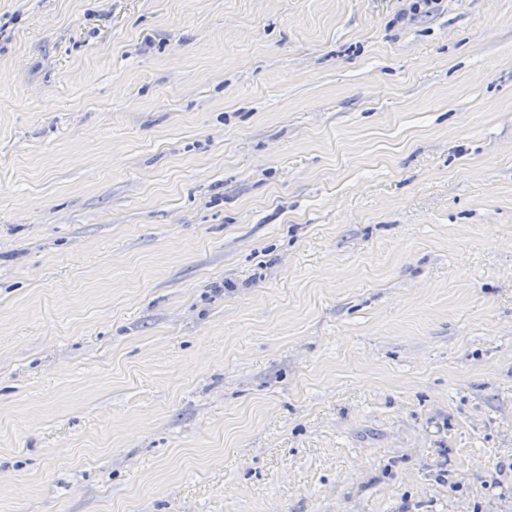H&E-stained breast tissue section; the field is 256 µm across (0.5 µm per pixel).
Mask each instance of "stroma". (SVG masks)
Here are the masks:
<instances>
[{
	"label": "stroma",
	"instance_id": "stroma-1",
	"mask_svg": "<svg viewBox=\"0 0 512 512\" xmlns=\"http://www.w3.org/2000/svg\"><path fill=\"white\" fill-rule=\"evenodd\" d=\"M0 0V512H512V0Z\"/></svg>",
	"mask_w": 512,
	"mask_h": 512
}]
</instances>
